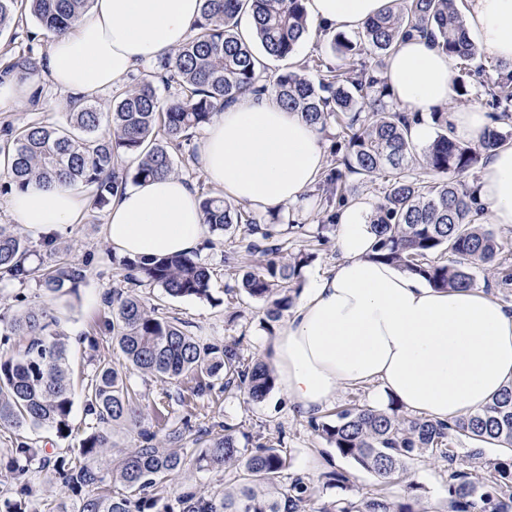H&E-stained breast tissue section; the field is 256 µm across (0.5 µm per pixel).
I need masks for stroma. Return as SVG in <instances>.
<instances>
[{
	"label": "stroma",
	"mask_w": 512,
	"mask_h": 512,
	"mask_svg": "<svg viewBox=\"0 0 512 512\" xmlns=\"http://www.w3.org/2000/svg\"><path fill=\"white\" fill-rule=\"evenodd\" d=\"M39 108H0V130L23 129L41 123L65 124L68 98L44 89ZM108 212L86 206L81 223L54 234L53 238H31L30 245L35 259L41 265L54 263L66 257L87 264V279L78 295L49 300L36 283L19 285L6 283L7 299L0 303V314L10 317L30 309L45 308L58 321V331L70 346L71 360L76 370L91 372L96 362L114 356L110 336L105 328L108 308L101 297L110 288L121 285L123 272L120 257L114 254L104 235ZM248 235L244 229L224 236L206 233L203 252L198 258L212 272L211 297L170 299L160 289L140 288L142 297L160 305L167 315L188 322L191 332L199 338L223 343H240L245 356L272 361L271 340L281 329V322L270 321L262 303L228 293L234 285L235 274L224 261L227 251L238 253L240 264L251 261L246 251ZM98 338L97 345H90L88 335ZM191 406L198 418L234 428L236 434L263 440L282 441L290 455L292 472H306L319 478L326 471H341L348 484L325 489L328 499L364 493L379 485L376 476L356 468L350 461L336 455L327 442L315 436L309 429L306 416L291 409L279 390H272L264 400L250 402L239 394H224L219 399L192 400ZM448 464L445 460L429 456L408 464L406 473L392 481L388 490L400 495L412 490L423 512H444L447 503L446 480Z\"/></svg>",
	"instance_id": "1"
}]
</instances>
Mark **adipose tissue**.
<instances>
[{
    "mask_svg": "<svg viewBox=\"0 0 512 512\" xmlns=\"http://www.w3.org/2000/svg\"><path fill=\"white\" fill-rule=\"evenodd\" d=\"M388 0H306L328 30L359 29ZM201 0H93L71 29L52 38L41 77L57 92L92 98L131 71L182 45ZM467 35L485 55L512 62V0H465ZM451 59L428 40H404L383 77L398 110L423 115L454 94ZM198 164L232 201L259 212L289 207L294 219L324 167L317 129L271 95L246 94L207 126ZM489 223L512 226V147L493 152L470 185ZM86 198L70 186L13 191L9 207L34 236L80 223ZM370 199L341 208L342 258L292 308L272 347L278 380L303 415L321 413L345 386L380 383L411 412L446 421L475 412L512 384V308L482 289L439 290L371 260ZM104 234L115 252L140 258L190 255L203 243L198 196L166 176L113 199Z\"/></svg>",
    "mask_w": 512,
    "mask_h": 512,
    "instance_id": "obj_1",
    "label": "adipose tissue"
}]
</instances>
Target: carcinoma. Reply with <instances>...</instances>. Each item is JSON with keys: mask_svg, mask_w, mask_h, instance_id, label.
<instances>
[{"mask_svg": "<svg viewBox=\"0 0 512 512\" xmlns=\"http://www.w3.org/2000/svg\"><path fill=\"white\" fill-rule=\"evenodd\" d=\"M90 0H0V33L28 8L34 20L54 35L66 33ZM248 8L254 36L243 37L238 14ZM313 26L304 0H203L201 19L178 49L129 85L116 89L109 111L83 98L68 101L67 125L34 124L15 133L3 130L0 155L11 184L31 181L47 186L86 188L90 204L104 209L128 182L177 174L169 152L188 141V131L209 124L218 112L248 92H265L326 130L337 125L333 159L318 175L308 196L316 198L318 229L336 224L337 212L353 200L346 174L382 180V200L369 217L374 236L370 258L393 264L440 289L475 286L473 270L499 287L512 284V251L476 217L483 208L453 176L483 167L491 152L512 147L501 131L512 127V62L491 66L477 62L478 48L466 35L459 0H391L354 36L337 32L330 42L336 57L295 60ZM417 32L442 48L457 69L453 100L484 101L490 125L472 143L448 134V112H431L434 139L418 149L408 138L409 117L388 102L378 66ZM291 66L269 73L267 61ZM42 60L28 52L0 66V81L37 74ZM134 155L126 169L122 158ZM204 223L223 233L245 225L247 251L260 257L257 269L236 284L246 297L266 304V316L279 320L299 296L304 269L315 253L300 249L285 255L272 225L221 195L203 192ZM31 249L18 225H0V279L24 284L38 280L54 299L75 295L87 278V265L62 259L39 270L29 264ZM123 282L103 294L112 317L106 330L119 352L81 379L82 404L89 432L80 446L53 457L23 435L47 428L59 438L74 433L73 371L68 344L53 330L56 319L44 308L13 316L0 333V471L19 479L14 492L0 498V512H423L417 499L377 488L353 497L323 499V487L342 485L345 474L328 471L321 484L291 477L278 486L290 467L286 451L249 437L240 441L228 426L196 424L183 416L156 432L142 424L141 403L131 378L162 383H193L191 396L214 390L237 391L252 402L275 386L264 360L247 358L239 344L203 342L177 317L133 293L158 288L170 298H210V268L195 256L174 254L122 261ZM188 406L184 392L161 389L154 411L159 416ZM123 422L137 444L112 453L111 428ZM311 431L336 455L390 482L408 462L426 455L448 461V512H512V385L480 411L452 423L408 417L392 402L385 409L352 405L333 415L312 416ZM199 452L185 457L176 448L186 440ZM193 468L220 469L228 487L214 492L184 490L171 500L167 483ZM49 470L66 495H36L24 477ZM319 507L306 509L311 503Z\"/></svg>", "mask_w": 512, "mask_h": 512, "instance_id": "1", "label": "carcinoma"}]
</instances>
